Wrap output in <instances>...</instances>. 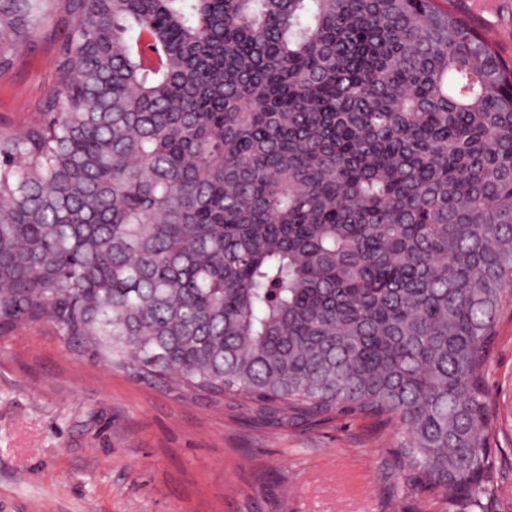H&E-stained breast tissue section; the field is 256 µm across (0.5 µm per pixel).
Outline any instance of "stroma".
I'll return each mask as SVG.
<instances>
[{"instance_id": "obj_1", "label": "stroma", "mask_w": 512, "mask_h": 512, "mask_svg": "<svg viewBox=\"0 0 512 512\" xmlns=\"http://www.w3.org/2000/svg\"><path fill=\"white\" fill-rule=\"evenodd\" d=\"M512 62V0H454ZM53 51L26 50L0 76V117L34 121ZM500 512H512V303L499 314L487 379ZM391 436L372 419L261 424L234 405L182 399L26 327L0 337V512H422L397 493Z\"/></svg>"}]
</instances>
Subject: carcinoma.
I'll use <instances>...</instances> for the list:
<instances>
[{
	"label": "carcinoma",
	"mask_w": 512,
	"mask_h": 512,
	"mask_svg": "<svg viewBox=\"0 0 512 512\" xmlns=\"http://www.w3.org/2000/svg\"><path fill=\"white\" fill-rule=\"evenodd\" d=\"M51 23L0 123V336L262 420L394 430L425 508L497 512L487 376L512 299V66L444 0H0ZM53 51L39 42L26 50L16 68L0 76V117L21 128L34 121L52 87Z\"/></svg>",
	"instance_id": "obj_1"
}]
</instances>
